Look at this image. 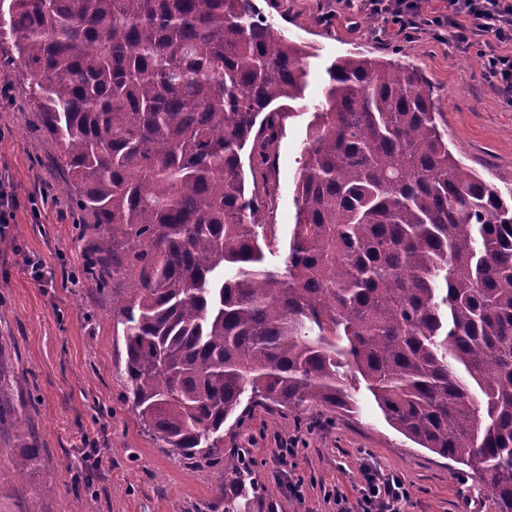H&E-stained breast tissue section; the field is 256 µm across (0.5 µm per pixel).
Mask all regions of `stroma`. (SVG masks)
I'll use <instances>...</instances> for the list:
<instances>
[{"mask_svg": "<svg viewBox=\"0 0 512 512\" xmlns=\"http://www.w3.org/2000/svg\"><path fill=\"white\" fill-rule=\"evenodd\" d=\"M277 34L307 46L303 100L294 103L268 175L274 195L264 219L273 241L265 261L283 266L296 221V172L307 125L336 58L360 52L413 66L434 90L448 146L462 162L512 194V107L484 78L476 52L416 35L391 37L366 14L336 0H253ZM0 100V178L18 199L14 223L0 224V512H224L219 476L157 447L124 398L125 344L109 314L111 291L86 280V241L69 201L57 147L35 129L21 76ZM351 411L278 414L253 409L243 427L224 424V449H248L244 512H330L325 490L355 498L359 467L401 477L409 512H498L490 491L459 465L417 447L386 419L363 378L349 373ZM303 443L280 461L281 441ZM38 466L16 475L21 444ZM301 481L303 498L288 490ZM54 484L45 492L46 484Z\"/></svg>", "mask_w": 512, "mask_h": 512, "instance_id": "stroma-1", "label": "stroma"}]
</instances>
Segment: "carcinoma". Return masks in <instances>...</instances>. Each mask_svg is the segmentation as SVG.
<instances>
[{"label":"carcinoma","instance_id":"1","mask_svg":"<svg viewBox=\"0 0 512 512\" xmlns=\"http://www.w3.org/2000/svg\"><path fill=\"white\" fill-rule=\"evenodd\" d=\"M3 47L77 220L112 243H87L84 274L125 277V398L158 447L240 481L248 449L224 455V422L348 412L350 366L512 512V198L448 148L416 69L327 70L281 270L242 154L274 165L306 51L252 0H0Z\"/></svg>","mask_w":512,"mask_h":512}]
</instances>
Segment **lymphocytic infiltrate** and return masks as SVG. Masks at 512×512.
Wrapping results in <instances>:
<instances>
[{"label":"lymphocytic infiltrate","instance_id":"lymphocytic-infiltrate-1","mask_svg":"<svg viewBox=\"0 0 512 512\" xmlns=\"http://www.w3.org/2000/svg\"><path fill=\"white\" fill-rule=\"evenodd\" d=\"M347 11L379 18L385 26L408 36L425 33L447 40L456 49H476L488 82L507 94L512 106V0H446L443 11L425 13L420 0H337ZM363 512H406L410 492L399 476L369 468L359 488Z\"/></svg>","mask_w":512,"mask_h":512}]
</instances>
